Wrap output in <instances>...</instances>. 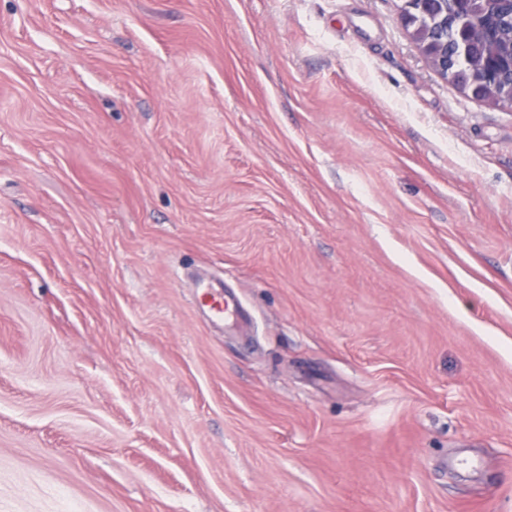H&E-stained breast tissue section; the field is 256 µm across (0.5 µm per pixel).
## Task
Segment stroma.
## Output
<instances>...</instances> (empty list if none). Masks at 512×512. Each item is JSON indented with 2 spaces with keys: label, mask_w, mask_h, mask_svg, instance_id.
I'll list each match as a JSON object with an SVG mask.
<instances>
[{
  "label": "stroma",
  "mask_w": 512,
  "mask_h": 512,
  "mask_svg": "<svg viewBox=\"0 0 512 512\" xmlns=\"http://www.w3.org/2000/svg\"><path fill=\"white\" fill-rule=\"evenodd\" d=\"M400 3L0 0V512H512V110ZM442 0H408L403 1V6L400 7L401 20L407 29H411L410 35L415 43L419 46L422 54L427 60L430 67L439 75L448 78L447 73H443V68L440 64L438 55V47L434 40L430 37V32L427 31L422 23V17H430L438 10V4ZM196 292V298L202 302L207 301L209 313L215 321L234 322L242 317V308L239 301L229 296L224 287L216 289L209 285H201Z\"/></svg>",
  "instance_id": "35a3bbf8"
}]
</instances>
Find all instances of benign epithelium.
<instances>
[{
	"label": "benign epithelium",
	"instance_id": "obj_1",
	"mask_svg": "<svg viewBox=\"0 0 512 512\" xmlns=\"http://www.w3.org/2000/svg\"><path fill=\"white\" fill-rule=\"evenodd\" d=\"M441 0H406L400 7L401 20L410 29V35L419 46L430 67L438 74H443L440 64L438 47L430 37L421 19L436 13ZM455 5V18L472 15L480 16L478 25L464 33L460 52L463 58L472 59V63L455 71L451 78L462 88L470 89L478 96L493 102V104L512 109V90L508 98L501 99L498 93V78L509 72L512 74V49L506 53L486 51L475 54V45L484 46L489 42L496 30V22L502 14L512 8V0H451Z\"/></svg>",
	"mask_w": 512,
	"mask_h": 512
}]
</instances>
